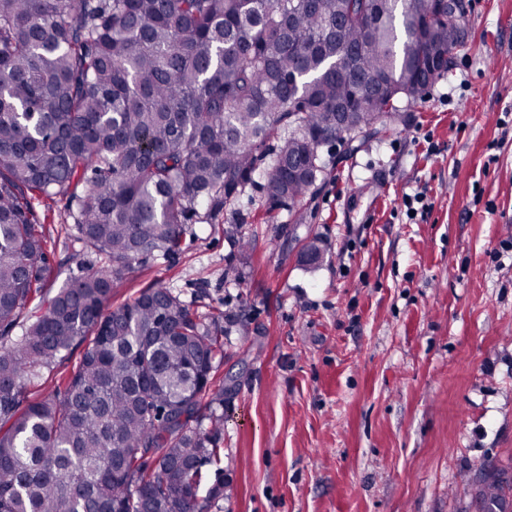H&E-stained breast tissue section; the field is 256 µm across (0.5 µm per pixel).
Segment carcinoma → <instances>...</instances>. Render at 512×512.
Instances as JSON below:
<instances>
[{"label": "carcinoma", "instance_id": "carcinoma-1", "mask_svg": "<svg viewBox=\"0 0 512 512\" xmlns=\"http://www.w3.org/2000/svg\"><path fill=\"white\" fill-rule=\"evenodd\" d=\"M467 34L440 0H0V512H207L224 498L216 321L169 288L107 309L149 257L173 261L187 224L257 174L270 209L299 201L323 143L372 137L399 95L448 73ZM82 191H77V188ZM67 196L86 248L22 325L46 241L28 196ZM64 386H28L76 347ZM483 512H512L488 460Z\"/></svg>", "mask_w": 512, "mask_h": 512}]
</instances>
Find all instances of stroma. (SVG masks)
<instances>
[{
    "label": "stroma",
    "mask_w": 512,
    "mask_h": 512,
    "mask_svg": "<svg viewBox=\"0 0 512 512\" xmlns=\"http://www.w3.org/2000/svg\"><path fill=\"white\" fill-rule=\"evenodd\" d=\"M467 3L448 75L399 100L376 138L324 146L300 201L270 209L256 178L192 218L176 261L114 286L111 307L160 284L224 328L222 452L200 479L223 477L224 497L209 512H480L467 476L491 457L512 470V132L497 124L512 110V0ZM421 188L427 220L398 223ZM31 203L48 298L103 261L81 250L67 198Z\"/></svg>",
    "instance_id": "35a3bbf8"
}]
</instances>
